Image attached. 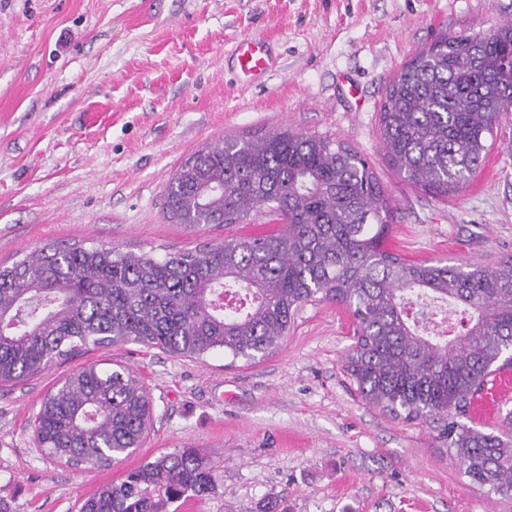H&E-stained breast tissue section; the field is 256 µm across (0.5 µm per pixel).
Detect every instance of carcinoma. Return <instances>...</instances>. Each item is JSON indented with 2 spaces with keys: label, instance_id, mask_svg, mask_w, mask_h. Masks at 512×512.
<instances>
[{
  "label": "carcinoma",
  "instance_id": "obj_1",
  "mask_svg": "<svg viewBox=\"0 0 512 512\" xmlns=\"http://www.w3.org/2000/svg\"><path fill=\"white\" fill-rule=\"evenodd\" d=\"M511 108L512 23L443 36L388 81L382 146L407 180L457 192ZM167 205L190 226L268 216L283 226L163 259L47 244L0 264V383L121 342L251 360L305 305L334 301L355 321L345 369L366 403L438 424L474 484L512 497V411L494 432L459 421L488 378L512 366V258L488 267L391 251L390 209L372 168L328 136L277 131L205 147L173 174ZM424 297L460 316L457 332L429 327L435 312L413 310ZM150 423L149 396L133 373L90 366L42 400L34 438L51 459L105 466L138 447ZM214 489L208 459L185 446L101 486L78 512H170Z\"/></svg>",
  "mask_w": 512,
  "mask_h": 512
}]
</instances>
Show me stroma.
Here are the masks:
<instances>
[{
  "label": "stroma",
  "mask_w": 512,
  "mask_h": 512,
  "mask_svg": "<svg viewBox=\"0 0 512 512\" xmlns=\"http://www.w3.org/2000/svg\"><path fill=\"white\" fill-rule=\"evenodd\" d=\"M512 21V0H0V262L49 243L166 255L267 232L177 223L164 208L191 154L233 136L327 135L369 162L391 212L387 245L425 261L512 258V114L481 168L440 197L399 175L380 138L388 80L437 38ZM264 41L272 66L243 82L233 50ZM344 306L306 305L254 360L182 358L137 343L95 349L0 385V507L78 512L127 472L191 444L215 490L177 512H512L438 437L368 404L343 368ZM118 363L152 401L139 448L107 466L49 459L33 437L69 372Z\"/></svg>",
  "instance_id": "1"
}]
</instances>
